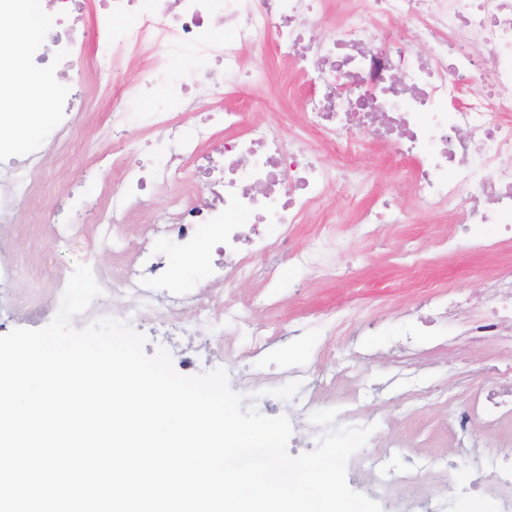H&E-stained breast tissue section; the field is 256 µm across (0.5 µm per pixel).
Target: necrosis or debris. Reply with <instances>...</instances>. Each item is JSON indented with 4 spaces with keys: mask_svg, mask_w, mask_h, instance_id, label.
I'll return each mask as SVG.
<instances>
[{
    "mask_svg": "<svg viewBox=\"0 0 512 512\" xmlns=\"http://www.w3.org/2000/svg\"><path fill=\"white\" fill-rule=\"evenodd\" d=\"M320 0H99L108 12L89 38L59 35L45 29L32 39L22 24L30 0H0V11L11 9L17 23L8 35L16 47L9 59L0 58V73L17 71L21 62L45 63L43 42L62 48L63 78L89 68L100 99L109 114L111 153L93 157L102 176L124 168L120 188L103 202H74L66 223L93 219L103 244L126 248V218L133 213L150 219L152 232L178 239L186 258H194L202 237L223 243L224 257L214 264V275L224 284L218 309L224 327L240 331L245 310L238 301L236 280L255 277L252 257L268 253L274 243H287L300 216L315 207L331 180L329 169L304 147L268 126L249 124L245 113L222 104L208 107L198 125L183 128L174 113L192 104L185 83L168 85L163 107L146 108L130 119L123 100L149 99L151 75L164 70L169 59L184 52L212 59V68L200 71V81L218 83L241 72L242 52L274 39L280 55L294 58L309 71L316 89L302 105L308 125L336 137L362 127L388 137L399 156L415 164L413 193L416 205L453 206V230L439 245L455 251L466 240L482 249H495L484 237L485 225L498 224L502 236L512 239V0H365L318 41L306 38L308 21L317 19ZM402 17L411 27L405 42L386 34L387 21ZM217 29L230 36L216 40ZM92 40L98 54L84 61V42ZM426 43L432 55L410 53V46ZM153 51L148 75L131 80L124 61L136 50ZM490 80L484 92L471 93L480 66ZM35 108L14 120L11 105L0 99V157L10 156L12 140L33 134L43 113L55 114L60 131L76 121L67 108L62 86H41L33 97ZM153 131L162 144V161L140 158L139 140L128 138L130 122ZM237 131L236 139L206 151L217 132ZM47 154L43 142H34L26 159L11 160L0 177V223L8 224L18 202L35 191L32 175ZM193 163L209 188L208 207L178 206L163 218L153 216V201L167 169ZM178 270L146 244H139L136 261L125 272L122 288L129 298L126 310L149 318L161 301L159 288L174 282ZM492 342L512 352V268L495 280L494 293L479 318L470 320L450 338L463 347ZM473 407L452 421L459 447L476 449L478 465L494 468V452L478 450L476 427L512 425V387H471Z\"/></svg>",
    "mask_w": 512,
    "mask_h": 512,
    "instance_id": "obj_1",
    "label": "necrosis or debris"
}]
</instances>
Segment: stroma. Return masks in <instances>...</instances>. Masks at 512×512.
<instances>
[{
	"instance_id": "stroma-1",
	"label": "stroma",
	"mask_w": 512,
	"mask_h": 512,
	"mask_svg": "<svg viewBox=\"0 0 512 512\" xmlns=\"http://www.w3.org/2000/svg\"><path fill=\"white\" fill-rule=\"evenodd\" d=\"M243 67L255 75L247 85L224 88L200 83L193 87V97L200 107L221 102L247 112L250 122L277 128L285 138L309 141L337 182L328 188V195H335L341 185L350 202L333 213L303 216L294 227L290 249L311 245L328 220L333 221L342 246L332 252L329 271L319 274L295 266L289 249L255 258L259 271L275 264L278 282L268 286L260 275L238 282L236 291L248 307L250 328L276 325L285 330L301 322L312 323L313 328L308 335L239 359L225 356L220 337L188 336L180 329L198 304L214 306L224 296L223 286L211 278L213 249L202 242L199 254L180 267L177 281L181 287L202 288L199 302L160 305L152 319L136 324V331L146 338V353L165 348L174 369L185 376L226 370L232 390L244 404L267 417L282 415L302 394H309L305 420L291 422L288 451L294 456L316 446L306 438L303 421L318 422L332 406L352 405L356 425L373 429L370 446L390 459L398 478L394 495H414L427 508L445 482L451 489L448 512H500L498 495L476 492L477 487L495 485L496 473L479 467L471 453L457 447L449 423L470 405L459 387L461 378L469 375L476 384L494 386L498 367L512 361V355L490 343L468 347L455 356L441 349L440 337L420 336L410 365L396 364L393 357L404 325L422 297L457 287L469 303L453 315V322L479 314L493 292L495 276L504 268L503 255L467 245L453 253L439 247L436 230L452 223V211L444 204L415 208L410 162L376 144L369 131L357 130L345 153L336 154L325 136L306 122L301 102L312 89L308 77L280 57L272 43L246 49ZM89 79V74H82L72 86L78 120L69 134L66 163L46 157L36 174L44 192L18 210L14 223L0 224V335L17 327L37 329L48 324L80 263L95 267L102 293L76 320V327L106 316H124L128 298L115 282L128 252L115 253L101 245L92 225L61 226L73 199L98 198L110 186L85 171L89 150L112 149L111 142L97 139L107 116L90 100ZM384 192L405 209L404 223L378 225L372 236L359 234L354 227L359 210ZM411 254L419 258L417 267L406 264ZM322 350L331 351V358L319 359ZM300 366L335 376L336 381L307 391L290 380L274 383L275 373ZM253 378L271 381L272 386L263 392L251 390L248 382ZM413 458L422 462V471H411Z\"/></svg>"
}]
</instances>
